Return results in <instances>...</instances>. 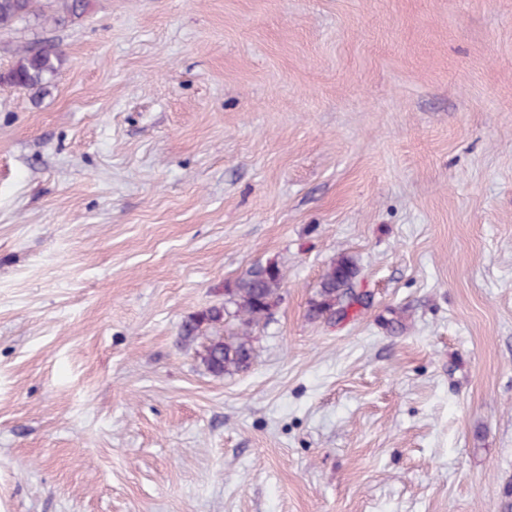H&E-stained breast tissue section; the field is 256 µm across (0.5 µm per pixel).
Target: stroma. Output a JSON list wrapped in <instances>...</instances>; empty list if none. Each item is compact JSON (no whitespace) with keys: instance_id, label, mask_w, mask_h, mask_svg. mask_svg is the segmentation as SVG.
<instances>
[{"instance_id":"35a3bbf8","label":"stroma","mask_w":512,"mask_h":512,"mask_svg":"<svg viewBox=\"0 0 512 512\" xmlns=\"http://www.w3.org/2000/svg\"><path fill=\"white\" fill-rule=\"evenodd\" d=\"M39 5L0 31L2 72L63 53L0 86V512H512V0ZM257 262L282 300L212 375L181 325ZM16 54L15 64L7 72H0V85L42 88L56 74L62 56L54 46L23 48ZM358 276L359 267L351 256L341 255L332 261L320 278L311 318L330 324L354 319L355 308L366 305L356 291Z\"/></svg>"}]
</instances>
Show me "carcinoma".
Segmentation results:
<instances>
[{
    "mask_svg": "<svg viewBox=\"0 0 512 512\" xmlns=\"http://www.w3.org/2000/svg\"><path fill=\"white\" fill-rule=\"evenodd\" d=\"M60 20L73 19L83 14L88 0H56ZM38 0H0V30L12 28L30 17H38ZM61 62V53L54 46L37 49L24 48L17 52L15 64L0 72V85L18 88H41L53 77ZM359 276L357 262L341 255L330 263L320 278L310 316L330 324L350 320L356 316V307L365 306L356 291ZM284 274L276 264H256L225 289V303L234 307L230 312L224 306H212L192 315L185 321L181 339L192 342L211 330L200 353L201 362L215 376L249 370L254 361V348L249 329L262 320L272 318L279 305ZM238 321L237 331L223 336L216 329L226 316Z\"/></svg>",
    "mask_w": 512,
    "mask_h": 512,
    "instance_id": "1",
    "label": "carcinoma"
}]
</instances>
